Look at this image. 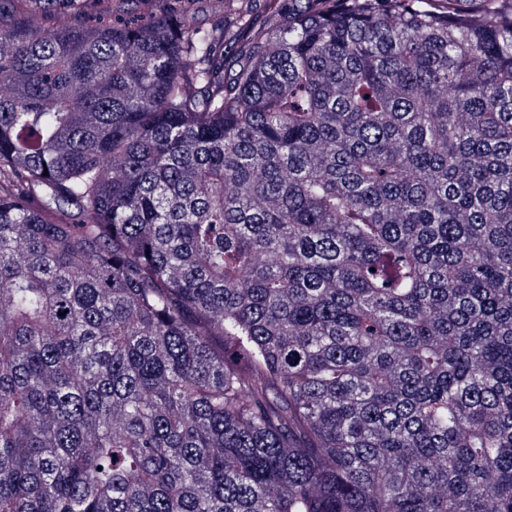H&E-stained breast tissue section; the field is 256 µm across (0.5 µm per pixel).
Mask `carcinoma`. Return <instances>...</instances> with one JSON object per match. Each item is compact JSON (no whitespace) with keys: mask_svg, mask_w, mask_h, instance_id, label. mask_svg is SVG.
Wrapping results in <instances>:
<instances>
[{"mask_svg":"<svg viewBox=\"0 0 512 512\" xmlns=\"http://www.w3.org/2000/svg\"><path fill=\"white\" fill-rule=\"evenodd\" d=\"M0 0V512H512V0Z\"/></svg>","mask_w":512,"mask_h":512,"instance_id":"cac0c4a2","label":"carcinoma"}]
</instances>
